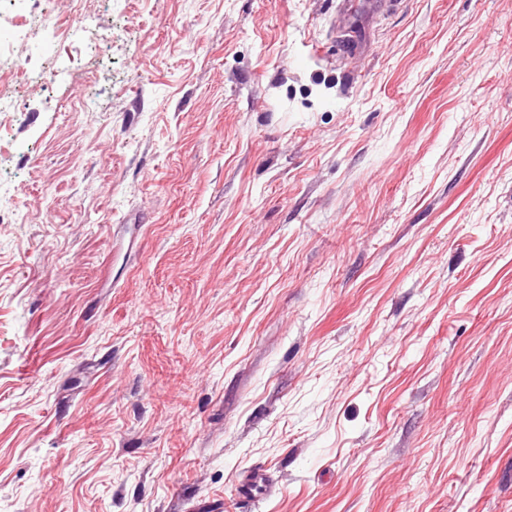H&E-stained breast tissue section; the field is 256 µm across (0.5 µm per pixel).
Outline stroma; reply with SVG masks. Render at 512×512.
<instances>
[{
    "instance_id": "35a3bbf8",
    "label": "stroma",
    "mask_w": 512,
    "mask_h": 512,
    "mask_svg": "<svg viewBox=\"0 0 512 512\" xmlns=\"http://www.w3.org/2000/svg\"><path fill=\"white\" fill-rule=\"evenodd\" d=\"M0 37V512H512V0Z\"/></svg>"
}]
</instances>
